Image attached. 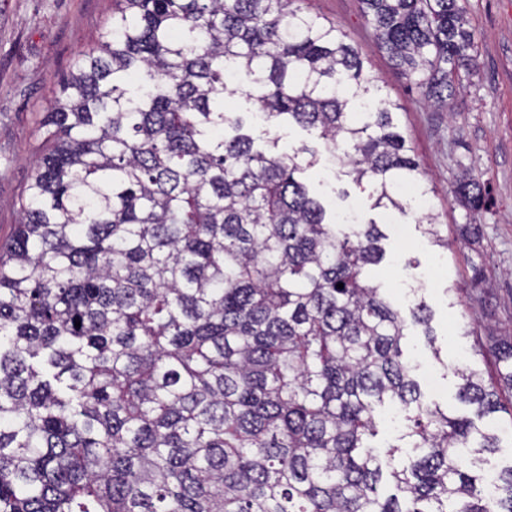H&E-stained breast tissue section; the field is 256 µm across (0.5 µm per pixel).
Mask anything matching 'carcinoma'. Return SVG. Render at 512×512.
<instances>
[{
	"label": "carcinoma",
	"mask_w": 512,
	"mask_h": 512,
	"mask_svg": "<svg viewBox=\"0 0 512 512\" xmlns=\"http://www.w3.org/2000/svg\"><path fill=\"white\" fill-rule=\"evenodd\" d=\"M295 0H117L42 123V152L0 247V512H512L493 415L512 339L458 367L471 414L424 401L403 342L434 344L366 276L375 220L343 232L224 111L229 68L270 126L316 132L371 209L429 190L399 106L359 51ZM410 85L446 103L476 66L460 0H361ZM453 193L479 205L482 186ZM431 243L448 248L435 215ZM343 284L338 288L337 284ZM80 326H75V322ZM405 414L379 455L377 407Z\"/></svg>",
	"instance_id": "obj_1"
}]
</instances>
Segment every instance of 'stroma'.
<instances>
[{
	"label": "stroma",
	"mask_w": 512,
	"mask_h": 512,
	"mask_svg": "<svg viewBox=\"0 0 512 512\" xmlns=\"http://www.w3.org/2000/svg\"><path fill=\"white\" fill-rule=\"evenodd\" d=\"M476 32V74L461 84L447 107L433 106L410 87L379 48L360 0H295L301 11L340 25L357 47L382 97L396 102L399 120L420 163L447 248L432 246L415 221L405 228L376 220L385 234V257L376 283L401 309L424 298L432 312L434 343L407 340L406 358L427 400L463 413L455 367L471 359L465 326L481 334L512 336V0H462ZM113 0H0V243L12 239L19 202L35 175L45 114L60 80L82 52L95 46L112 17ZM257 146L266 137L279 151L317 145L314 133L281 122L253 123ZM479 180L480 205L465 208L452 189L462 176ZM309 190L368 212L367 194L337 167L322 161L300 175ZM476 224L479 242L464 241L461 227Z\"/></svg>",
	"instance_id": "stroma-1"
}]
</instances>
